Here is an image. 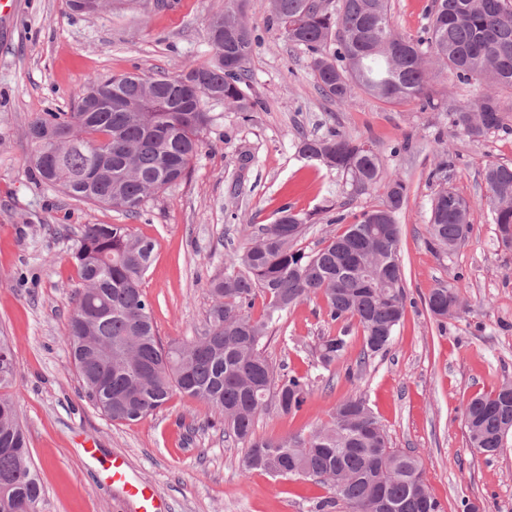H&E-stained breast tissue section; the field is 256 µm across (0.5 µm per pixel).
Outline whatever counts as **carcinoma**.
Listing matches in <instances>:
<instances>
[{
  "mask_svg": "<svg viewBox=\"0 0 512 512\" xmlns=\"http://www.w3.org/2000/svg\"><path fill=\"white\" fill-rule=\"evenodd\" d=\"M270 0L282 34L310 57L321 93L348 102L362 91L399 105L428 93V59L459 81L512 86V0H431L424 35L395 30L389 0ZM245 0H224L208 23L214 60L174 76L91 77L72 112H43L27 125L32 162L44 182L78 201L106 204L137 217L150 197L181 181L217 120L203 103L239 112L256 106L246 62L255 37L244 20ZM334 45L331 51L327 45ZM451 126L478 140L511 131L512 115L492 91L466 109L448 113ZM300 158L345 177L342 191L359 195L382 184V204L313 252L297 247L306 220L285 207L272 224L228 254L230 271L208 282L212 304L203 335L163 343L142 281L154 243L126 224H86L73 254L82 290L69 319L67 344L81 386L93 405L116 423L145 418L175 392L203 402L224 422V435L245 448L242 464L276 478H313L329 497L319 510L443 512L429 493L418 457L390 447L379 420L361 397L328 411L329 419L281 439L254 435L257 416L274 404L283 415L301 411L310 384L278 375L264 355L270 328L291 307L322 298L325 315L340 325L323 336L317 360L325 368L344 358L350 334L363 347L357 364L393 344L405 314L404 274L397 214L407 198L403 180L386 172L372 145L339 133L300 136ZM431 198L427 243L445 254L466 239L470 203L449 186L448 162ZM486 206L504 244L512 243V165L485 169ZM458 284L439 285L425 297L435 319L459 313L448 305ZM262 314L252 313L256 295ZM16 350L0 336V512H37L43 487L31 461L10 388ZM468 447L491 459L512 446V403L500 390L470 398L462 411Z\"/></svg>",
  "mask_w": 512,
  "mask_h": 512,
  "instance_id": "cac0c4a2",
  "label": "carcinoma"
}]
</instances>
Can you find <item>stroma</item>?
<instances>
[{"instance_id": "35a3bbf8", "label": "stroma", "mask_w": 512, "mask_h": 512, "mask_svg": "<svg viewBox=\"0 0 512 512\" xmlns=\"http://www.w3.org/2000/svg\"><path fill=\"white\" fill-rule=\"evenodd\" d=\"M0 21V333L16 346L11 394L26 430L44 496L38 512H135L107 468L113 454L129 460L137 480L165 512H316L327 489L309 478H274L242 465L244 449L224 436L207 406L180 393L136 422H112L85 397L66 342L72 299L80 286L72 253L86 224L128 223L154 241L142 288L162 341L202 334L212 298L207 284L224 258L246 243L283 206L307 216L300 248H321L363 212L378 207L383 188L343 193L336 175L300 159L299 134L334 129L372 143L388 172L409 191L397 220L406 311L387 353L358 365L360 333L345 357L322 368L320 337L333 335L324 303L314 298L284 312L264 347L278 374L308 376L303 409L268 408L259 438L308 430L345 399L363 397L392 447L419 457L424 481L445 512L468 497L480 512H512V447L492 459L472 455L461 425L467 400L512 382V250L499 246L485 205V167L512 164V133L470 139L448 113L469 106L479 88L440 64L429 69L439 110L419 102L388 105L364 93L327 100L309 57L283 38L269 0H247L245 19L257 38L247 63L256 111L216 105L217 123L187 176L152 197L140 217L74 200L40 181L25 135L42 112L72 111L89 77L175 75L211 61L208 18L224 0L118 2L96 16L73 13L68 0H18ZM451 183L473 205L468 237L445 255L431 251L425 225L440 159ZM461 282L463 310L436 321L424 299L441 283Z\"/></svg>"}]
</instances>
